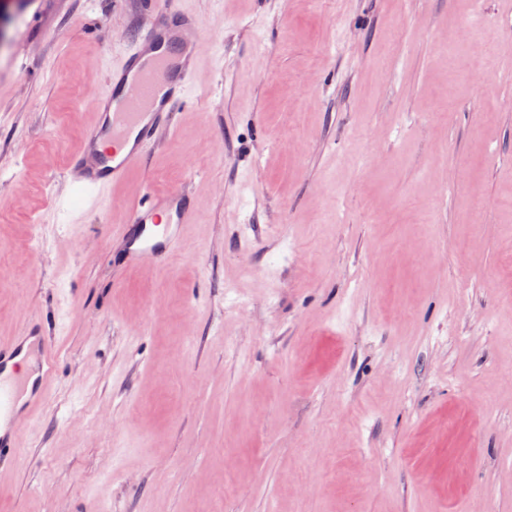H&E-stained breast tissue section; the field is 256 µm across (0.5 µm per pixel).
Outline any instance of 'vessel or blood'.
<instances>
[{
	"instance_id": "1",
	"label": "vessel or blood",
	"mask_w": 512,
	"mask_h": 512,
	"mask_svg": "<svg viewBox=\"0 0 512 512\" xmlns=\"http://www.w3.org/2000/svg\"><path fill=\"white\" fill-rule=\"evenodd\" d=\"M142 22L143 34L121 49L105 90L93 99L95 123L70 156L77 187L98 190L124 182L156 147L160 133L173 127L190 94L198 55L185 35L201 28L200 17L183 0H150ZM193 210L186 190L144 191L118 231L127 244V263H167ZM57 371L41 323L28 321L18 336L0 341V468L16 465L19 429L44 401Z\"/></svg>"
}]
</instances>
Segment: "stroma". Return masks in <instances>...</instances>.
Masks as SVG:
<instances>
[{"mask_svg":"<svg viewBox=\"0 0 512 512\" xmlns=\"http://www.w3.org/2000/svg\"><path fill=\"white\" fill-rule=\"evenodd\" d=\"M183 4L192 105L98 193L68 157L139 0L11 13L0 336L59 365L0 512H512V0ZM145 184L196 209L123 268Z\"/></svg>","mask_w":512,"mask_h":512,"instance_id":"35a3bbf8","label":"stroma"}]
</instances>
